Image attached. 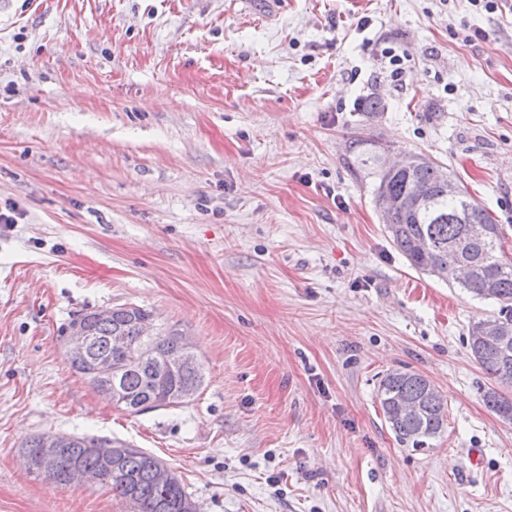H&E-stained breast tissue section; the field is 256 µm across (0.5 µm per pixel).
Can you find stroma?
I'll use <instances>...</instances> for the list:
<instances>
[{"label":"stroma","instance_id":"35a3bbf8","mask_svg":"<svg viewBox=\"0 0 512 512\" xmlns=\"http://www.w3.org/2000/svg\"><path fill=\"white\" fill-rule=\"evenodd\" d=\"M355 135L445 164L512 259V0H0V512H129L32 474L45 432L155 455L200 512H512L467 346L497 306L393 247ZM130 303L189 330L195 400L132 415L69 368L72 316ZM393 369L448 400L428 449ZM378 398L383 417L401 445L413 450L425 448L428 441L439 437L447 425L446 397L423 375L409 370H392L379 382ZM406 404L411 414L397 406Z\"/></svg>","mask_w":512,"mask_h":512}]
</instances>
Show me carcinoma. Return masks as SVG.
I'll list each match as a JSON object with an SVG mask.
<instances>
[{
	"label": "carcinoma",
	"mask_w": 512,
	"mask_h": 512,
	"mask_svg": "<svg viewBox=\"0 0 512 512\" xmlns=\"http://www.w3.org/2000/svg\"><path fill=\"white\" fill-rule=\"evenodd\" d=\"M374 201L382 193L394 197L407 196L415 184L432 191L430 204L418 211H397L383 218L395 249L422 273L436 276L466 289L474 297L491 300L498 305L497 315L475 322L469 329L468 348L471 357L495 383L483 394L485 406L503 420L512 422V338L504 343L494 336H482L488 324L512 325V261L502 252L504 228L481 204L461 189L462 197L448 198L447 167L429 158L411 172L391 173L377 165ZM484 223L488 236L473 244L463 254L457 243L464 237L465 222ZM425 240L431 254L423 255L416 242ZM154 317L141 306L112 309L103 319L99 311H81L70 323H83L92 336L88 353L68 360L69 368L83 377L100 395L125 410L138 414L139 405L148 409L180 406L195 397L204 384L203 366L195 360L177 373H166L159 359L181 346L184 330L173 325H161L152 340L154 358L140 360L114 353L110 336L121 332L132 339L139 336V322ZM109 357L122 364L118 385L94 374L95 360ZM378 398L383 417L396 440L418 450L428 441L439 437L447 425L446 397L424 376L409 370H392L379 382ZM100 436L77 435L74 445L61 453L55 481L65 483L70 468L82 465L101 476L100 484L112 492V497L135 507L134 512H198V506L176 473L167 483L156 480L158 458L129 444L114 440V458L103 460L92 452Z\"/></svg>",
	"instance_id": "carcinoma-1"
}]
</instances>
